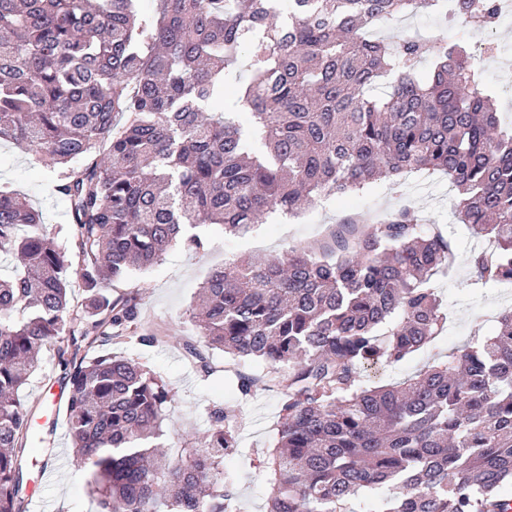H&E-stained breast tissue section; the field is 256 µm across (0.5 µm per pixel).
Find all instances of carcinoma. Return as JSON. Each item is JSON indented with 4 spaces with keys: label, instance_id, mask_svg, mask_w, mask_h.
I'll return each mask as SVG.
<instances>
[{
    "label": "carcinoma",
    "instance_id": "obj_1",
    "mask_svg": "<svg viewBox=\"0 0 512 512\" xmlns=\"http://www.w3.org/2000/svg\"><path fill=\"white\" fill-rule=\"evenodd\" d=\"M0 0V142L57 172L78 263L47 241L39 211L0 188V249L20 266L0 278V512H20L29 412L20 393L41 351L67 372L68 434L91 472L101 512H227L224 458L240 411L207 408L202 446L166 435L175 392L113 346L139 328L134 296L111 282L158 261L195 229L244 236L277 214L375 178L441 169L457 189L456 220L496 243L474 252V283L512 281V127L493 110L474 55L397 33L379 19L438 0ZM465 24L496 23L493 0ZM247 49L249 76L240 77ZM429 55L433 69L416 68ZM384 82L388 92L373 98ZM230 87L266 147L249 153L219 111ZM447 237L403 209L341 224L319 251L292 247L213 271L189 311L202 348L261 360L276 375L237 376L247 400L277 389L266 512H512V308L498 327L398 385L361 372L426 345L445 320L431 277L449 267ZM79 277L81 311L67 289Z\"/></svg>",
    "mask_w": 512,
    "mask_h": 512
}]
</instances>
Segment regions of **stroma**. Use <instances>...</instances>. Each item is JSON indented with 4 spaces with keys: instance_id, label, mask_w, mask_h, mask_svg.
Returning <instances> with one entry per match:
<instances>
[{
    "instance_id": "1",
    "label": "stroma",
    "mask_w": 512,
    "mask_h": 512,
    "mask_svg": "<svg viewBox=\"0 0 512 512\" xmlns=\"http://www.w3.org/2000/svg\"><path fill=\"white\" fill-rule=\"evenodd\" d=\"M414 29L423 39L452 41L464 39L474 46L480 39L472 27L448 23L438 15L418 14L381 27L382 37ZM501 48L482 61L483 81L491 90L505 122H512V23L498 31ZM55 171L39 162L33 153L8 142L0 143V185L24 195L43 215L44 229L67 257H74L73 231L68 211L55 190ZM454 195L447 174L418 170L406 174L399 183L379 180L361 191L315 200L298 216L268 219L255 234L235 238L225 236L215 225L200 227L207 240L205 252L189 251L182 244L171 246L163 260L128 280L110 285L112 296L132 294L140 302L141 322L157 332L158 342L147 346L128 339L123 351L144 362L174 388V436L203 437L209 426L207 405L213 402L233 407L239 402L236 389V363L218 350L207 351V369H200L188 357L185 344L196 336L185 312L195 300L199 287L210 272L224 262L246 257H272L288 247L317 248L326 242L337 224L354 217H390L402 208L414 210L429 223L440 224L454 251L453 265L433 278L448 310L443 335L405 360L363 375L366 385L375 387L402 382L424 366L446 359L477 338L490 333L499 312L512 304L502 298V285L490 283L469 291L467 258L476 249H492L485 237L473 236L456 223L450 209ZM65 369L56 355L44 354L36 372L22 392L30 413L32 461L26 472L22 512H97L94 498L87 492L89 475L73 460L66 419L49 426L48 404L52 391L65 388ZM279 396L262 391L245 407V420L239 432V448L224 460V474L237 491L240 512H266L265 461L278 428ZM51 469L49 482L40 479L42 469Z\"/></svg>"
}]
</instances>
